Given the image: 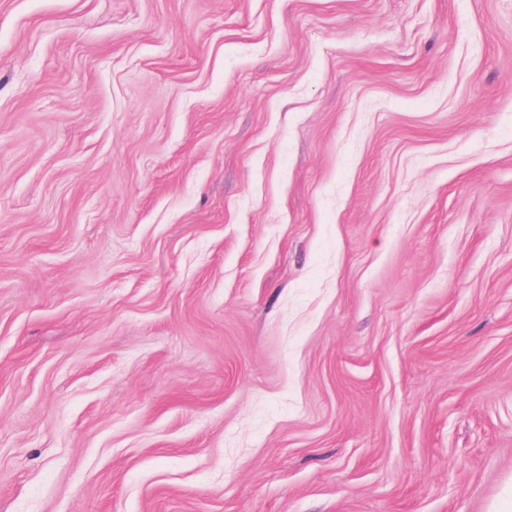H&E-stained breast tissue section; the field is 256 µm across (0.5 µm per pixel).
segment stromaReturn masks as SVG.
<instances>
[{"instance_id": "1", "label": "stroma", "mask_w": 512, "mask_h": 512, "mask_svg": "<svg viewBox=\"0 0 512 512\" xmlns=\"http://www.w3.org/2000/svg\"><path fill=\"white\" fill-rule=\"evenodd\" d=\"M512 0H0V512H496Z\"/></svg>"}]
</instances>
